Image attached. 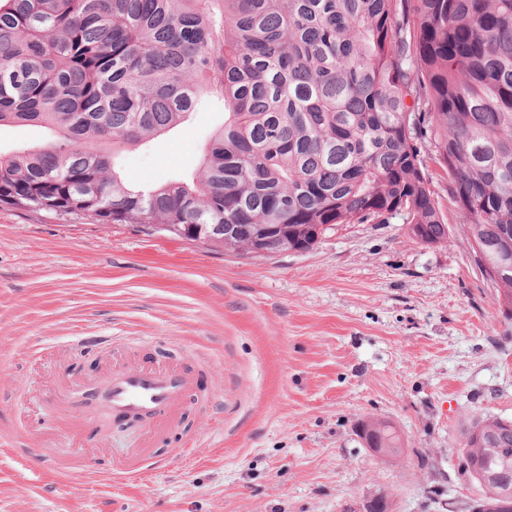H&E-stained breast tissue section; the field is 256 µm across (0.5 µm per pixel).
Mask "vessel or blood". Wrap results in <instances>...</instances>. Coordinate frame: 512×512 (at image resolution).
Wrapping results in <instances>:
<instances>
[{
  "label": "vessel or blood",
  "instance_id": "1",
  "mask_svg": "<svg viewBox=\"0 0 512 512\" xmlns=\"http://www.w3.org/2000/svg\"><path fill=\"white\" fill-rule=\"evenodd\" d=\"M189 396V387L172 367H129L117 370L103 402L115 415L133 419L144 416L161 420L170 415Z\"/></svg>",
  "mask_w": 512,
  "mask_h": 512
}]
</instances>
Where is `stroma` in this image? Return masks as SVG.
I'll return each mask as SVG.
<instances>
[{"instance_id": "1", "label": "stroma", "mask_w": 512, "mask_h": 512, "mask_svg": "<svg viewBox=\"0 0 512 512\" xmlns=\"http://www.w3.org/2000/svg\"><path fill=\"white\" fill-rule=\"evenodd\" d=\"M224 121L206 107L129 148L130 183L190 175ZM343 224L252 257L136 224L0 204V512H459L480 413L512 420V319L468 242ZM173 366L194 397L150 428L98 416V382ZM389 422L403 455L358 431ZM192 454H184L185 446ZM135 454L146 474L114 483Z\"/></svg>"}]
</instances>
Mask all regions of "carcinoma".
<instances>
[{"label": "carcinoma", "mask_w": 512, "mask_h": 512, "mask_svg": "<svg viewBox=\"0 0 512 512\" xmlns=\"http://www.w3.org/2000/svg\"><path fill=\"white\" fill-rule=\"evenodd\" d=\"M212 101L224 123L195 177L122 181L119 153ZM4 123L51 139L0 152L1 204L232 253L392 222L443 245V183L512 307V0H0ZM359 432L404 453L384 421ZM460 447L479 490L467 512H512V420L476 417Z\"/></svg>", "instance_id": "cac0c4a2"}]
</instances>
